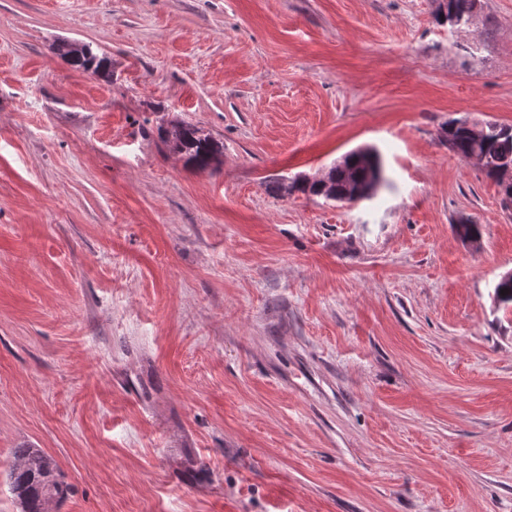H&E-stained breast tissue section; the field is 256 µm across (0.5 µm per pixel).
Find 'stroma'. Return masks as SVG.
Instances as JSON below:
<instances>
[{"instance_id": "35a3bbf8", "label": "stroma", "mask_w": 512, "mask_h": 512, "mask_svg": "<svg viewBox=\"0 0 512 512\" xmlns=\"http://www.w3.org/2000/svg\"><path fill=\"white\" fill-rule=\"evenodd\" d=\"M438 5L0 0V512L21 446L51 512H512V204L440 138L512 125V0ZM60 52L61 58L75 68L92 71L96 74H104L106 72V58L100 56L89 44H63ZM164 139L172 143L175 150L185 153L188 161L200 170L209 167L219 152L213 140L189 125L176 126L173 131H166ZM342 166L333 165L322 183H310L306 180H292L284 182L275 180L272 189L282 196L293 195L296 192L308 196L322 197L326 200L352 202L350 196H336L362 192V198H369L375 194L384 181V170L381 157L375 149L363 148L347 153ZM17 464L8 474L9 489L21 512H47L51 501L65 500L71 487L52 460L35 448H16Z\"/></svg>"}]
</instances>
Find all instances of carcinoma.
Returning a JSON list of instances; mask_svg holds the SVG:
<instances>
[{
  "mask_svg": "<svg viewBox=\"0 0 512 512\" xmlns=\"http://www.w3.org/2000/svg\"><path fill=\"white\" fill-rule=\"evenodd\" d=\"M447 10L459 19H467L475 9L476 0H445ZM61 58L69 65L103 74L107 69V60L89 44H64L60 48ZM503 125L485 121L478 129L466 126L460 120V126L441 136V141L448 144V149L464 158L471 154H486L492 159L485 173L497 179L495 160L512 158V134H502ZM164 139L172 143L175 150L188 156V161L200 170L210 166L215 160L219 148L208 136L189 125H181L164 134ZM384 181V170L379 153L371 148L351 151L344 155L342 165L329 169L322 183H310L306 180L284 182L275 180L272 189L285 196L302 193L308 196L336 200V195L362 192V198L375 194ZM508 294H501V290ZM494 297L498 304L512 306V276H501L494 286ZM17 464L8 474L9 489L19 500L22 512H47L46 506L51 501L65 500L71 487L64 481V476L52 460L35 448L15 449Z\"/></svg>",
  "mask_w": 512,
  "mask_h": 512,
  "instance_id": "carcinoma-1",
  "label": "carcinoma"
}]
</instances>
